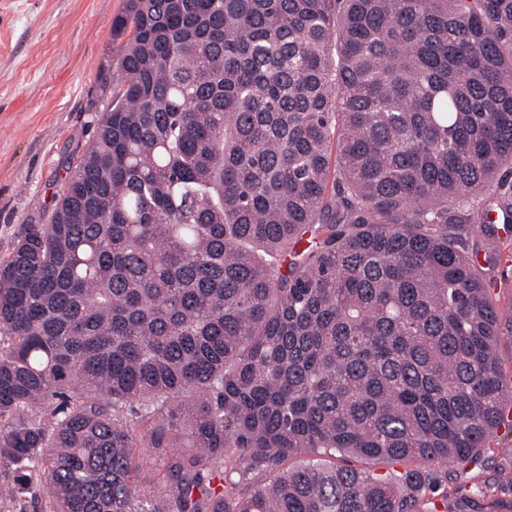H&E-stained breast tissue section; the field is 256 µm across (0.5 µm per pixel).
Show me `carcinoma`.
<instances>
[{"label": "carcinoma", "mask_w": 512, "mask_h": 512, "mask_svg": "<svg viewBox=\"0 0 512 512\" xmlns=\"http://www.w3.org/2000/svg\"><path fill=\"white\" fill-rule=\"evenodd\" d=\"M112 29L95 137L0 265V501L423 512L422 469L336 457L466 465L503 424L470 238L512 223V0H126Z\"/></svg>", "instance_id": "obj_1"}]
</instances>
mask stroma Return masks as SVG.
<instances>
[{"instance_id": "obj_1", "label": "stroma", "mask_w": 512, "mask_h": 512, "mask_svg": "<svg viewBox=\"0 0 512 512\" xmlns=\"http://www.w3.org/2000/svg\"><path fill=\"white\" fill-rule=\"evenodd\" d=\"M124 9L125 0H0V263L27 225L46 223L70 158L95 134L98 78L121 52L112 22ZM483 278L497 310L512 313V234L498 233ZM504 470L512 471L508 426L462 479L437 466L428 512H512V493L496 489ZM475 484L492 494L472 498Z\"/></svg>"}]
</instances>
